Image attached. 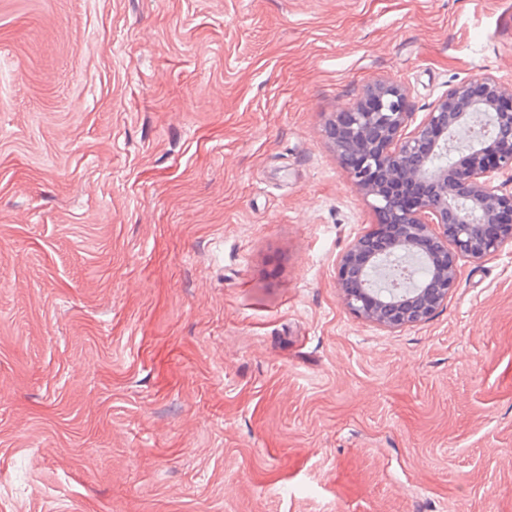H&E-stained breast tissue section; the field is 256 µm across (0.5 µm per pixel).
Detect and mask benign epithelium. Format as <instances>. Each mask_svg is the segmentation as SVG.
<instances>
[{
	"label": "benign epithelium",
	"mask_w": 512,
	"mask_h": 512,
	"mask_svg": "<svg viewBox=\"0 0 512 512\" xmlns=\"http://www.w3.org/2000/svg\"><path fill=\"white\" fill-rule=\"evenodd\" d=\"M490 142L474 143V129ZM325 135L352 185L378 214L377 230L355 238L338 262L337 288L357 317L386 329L426 321L455 288L460 262L512 245V88L478 75L448 89L419 123L408 94L390 81L334 114ZM439 153L451 161L434 166ZM421 257L427 276L391 288L382 259ZM378 268L387 293L371 295L368 272Z\"/></svg>",
	"instance_id": "7a95c632"
}]
</instances>
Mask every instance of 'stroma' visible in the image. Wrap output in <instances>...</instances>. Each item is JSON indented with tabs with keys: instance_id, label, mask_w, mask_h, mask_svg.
I'll list each match as a JSON object with an SVG mask.
<instances>
[{
	"instance_id": "stroma-1",
	"label": "stroma",
	"mask_w": 512,
	"mask_h": 512,
	"mask_svg": "<svg viewBox=\"0 0 512 512\" xmlns=\"http://www.w3.org/2000/svg\"><path fill=\"white\" fill-rule=\"evenodd\" d=\"M512 86V0H0V512H512V245L343 305L325 136Z\"/></svg>"
}]
</instances>
